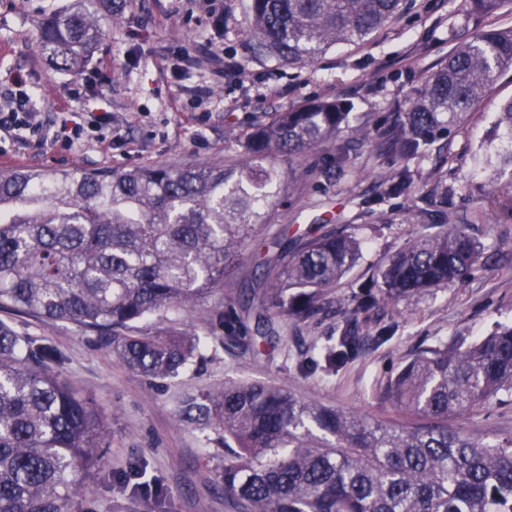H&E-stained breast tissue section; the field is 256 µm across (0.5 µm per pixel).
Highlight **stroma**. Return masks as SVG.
Here are the masks:
<instances>
[{
	"instance_id": "stroma-1",
	"label": "stroma",
	"mask_w": 512,
	"mask_h": 512,
	"mask_svg": "<svg viewBox=\"0 0 512 512\" xmlns=\"http://www.w3.org/2000/svg\"><path fill=\"white\" fill-rule=\"evenodd\" d=\"M68 0H0V90L23 75L41 135L0 132V168L124 170L165 164H235L245 157L243 134L274 113L300 109L317 98L349 106L350 125L369 131L390 123L393 103L412 96L425 76L457 45L488 27H512V0L492 13L463 18L461 0H406V7L362 47L339 44L315 62L288 66L254 57L244 39L242 0H98L100 15L116 10L92 60L78 74L53 67L38 47L42 23ZM225 74L212 76L215 58ZM208 88L198 95L197 86ZM77 89L70 98L69 89ZM512 98V71L476 111L437 135L422 159L403 163L371 143L353 152L330 186L310 184L303 197L280 209L273 227L292 235L326 224L363 241L356 267L329 296L325 313L306 323L281 325L279 334L256 339L245 321L236 339L214 320L216 304L246 305L260 274L254 261L229 269L223 288L190 314L171 311L143 322L150 332L175 329L203 341L200 356L178 377L150 381L121 365L99 336L71 325L33 318L11 321L22 333L45 337L63 355L62 379L89 398L111 435L91 490L79 491L75 512H250L226 496L215 471V444L176 419L183 395L227 382L273 385L318 405L378 422L402 421L386 396L388 380L418 351L449 343L470 344L512 326V167L501 166L494 184L478 176V155L500 104ZM112 114L111 128L88 129L65 146L54 136L63 119L89 121L97 110ZM410 168L439 212L465 221L484 248L487 269L465 282L436 288L371 311L359 354L336 373L302 371L318 347L335 337L348 316L352 285L372 273L418 231L412 200H392L394 223L369 214L380 175ZM392 336L378 339V325ZM257 345L243 350L249 339ZM451 429L494 443L512 435V397L459 414Z\"/></svg>"
}]
</instances>
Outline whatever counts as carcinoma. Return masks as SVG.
<instances>
[{"label": "carcinoma", "instance_id": "cac0c4a2", "mask_svg": "<svg viewBox=\"0 0 512 512\" xmlns=\"http://www.w3.org/2000/svg\"><path fill=\"white\" fill-rule=\"evenodd\" d=\"M404 0H246L254 55L312 63L334 44L362 45L402 11ZM502 0H463L461 11L492 12ZM105 33L88 0H69L43 24L39 46L55 66L82 70ZM512 70V27L462 43L418 88L408 108L376 132L349 127L342 106L320 99L278 112L244 135L234 165H167L121 172L0 169V311L74 325L104 336L127 369L165 380L199 354L196 335L142 333L138 324L189 312L243 250L260 242L251 303L256 331L316 317L324 297L355 267L361 242L331 228L292 239L258 238V228L312 180L344 171L350 152L377 139L401 159L425 155L437 134L474 111ZM498 154L512 166V99L499 107ZM331 144L329 161L293 174L280 167ZM381 199L414 200L427 224L434 201L404 169L381 181ZM419 232L347 299L350 317L317 351L332 374L360 352L359 318L381 304L466 279L483 248L464 224ZM235 336L241 317L215 307ZM61 352L0 320V512H69L82 475L99 470L109 431L102 413L59 379ZM393 404L415 424L370 422L305 402L262 383H226L193 392L180 422L224 448L217 477L251 512H512V439L495 444L448 430V416L512 396V327L463 347L425 348L390 378Z\"/></svg>", "mask_w": 512, "mask_h": 512}]
</instances>
